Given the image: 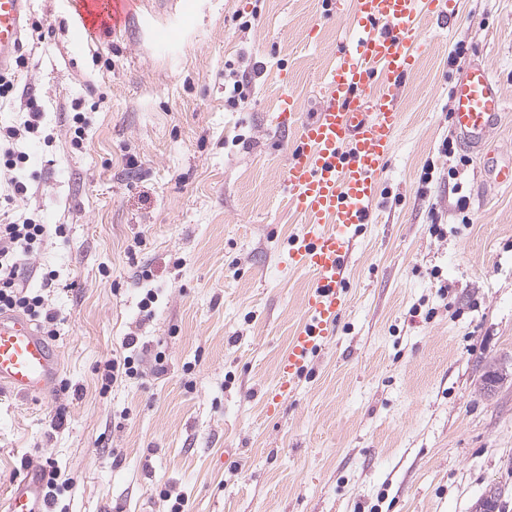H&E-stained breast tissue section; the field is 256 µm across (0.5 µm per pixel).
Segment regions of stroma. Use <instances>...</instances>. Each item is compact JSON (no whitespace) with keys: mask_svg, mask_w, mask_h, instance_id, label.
Instances as JSON below:
<instances>
[{"mask_svg":"<svg viewBox=\"0 0 512 512\" xmlns=\"http://www.w3.org/2000/svg\"><path fill=\"white\" fill-rule=\"evenodd\" d=\"M349 22L321 0L139 2L86 41L68 0H33L0 126L32 98L51 136L25 146L14 213L49 226L24 283L55 274L62 366L52 395L0 392V495L50 461L48 512H170L179 497L184 512H471L492 486L512 512V383L480 391L488 365L512 373V188L486 180L512 161V0H457L453 27L426 26L336 336L279 414L264 410L311 283L287 265L301 219L281 195L293 133L274 111L285 80L316 110ZM459 43L505 99L478 155L450 120ZM231 67L255 72L234 107ZM129 336L147 373L105 384Z\"/></svg>","mask_w":512,"mask_h":512,"instance_id":"obj_1","label":"stroma"}]
</instances>
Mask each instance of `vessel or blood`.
I'll return each instance as SVG.
<instances>
[{
	"label": "vessel or blood",
	"mask_w": 512,
	"mask_h": 512,
	"mask_svg": "<svg viewBox=\"0 0 512 512\" xmlns=\"http://www.w3.org/2000/svg\"><path fill=\"white\" fill-rule=\"evenodd\" d=\"M81 36L103 22L121 29L125 0H73ZM31 0H0V73L13 68L22 47ZM456 0H355L353 20L335 61L321 75L320 107L297 112L283 91L277 125L293 142L283 190L301 218L288 249V266L311 274L301 305L302 323L277 365L267 413H278L297 389L312 355L336 335L358 228L370 223L401 123L406 79L422 53L425 24H447ZM454 128L479 151L504 111L500 89L485 60L464 63L453 87ZM61 359L33 323L0 311V391L48 395L57 388ZM41 470L12 478L0 512H46Z\"/></svg>",
	"instance_id": "1"
}]
</instances>
